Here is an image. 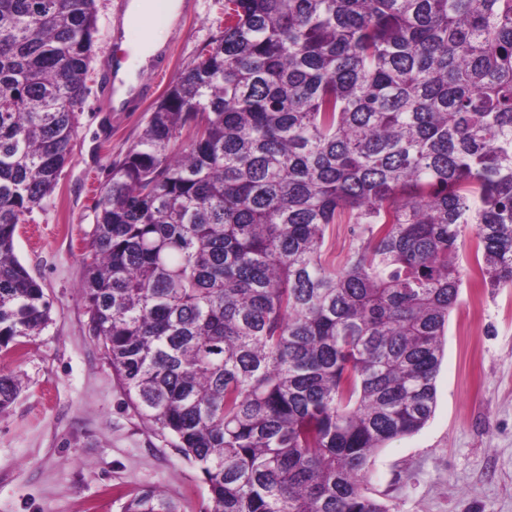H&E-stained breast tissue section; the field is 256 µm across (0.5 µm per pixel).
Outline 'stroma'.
<instances>
[{
  "instance_id": "stroma-1",
  "label": "stroma",
  "mask_w": 512,
  "mask_h": 512,
  "mask_svg": "<svg viewBox=\"0 0 512 512\" xmlns=\"http://www.w3.org/2000/svg\"><path fill=\"white\" fill-rule=\"evenodd\" d=\"M224 24V0H196L173 27L144 16L138 45L161 36L172 59L160 90ZM148 110L83 111L53 194L19 225L16 253L52 302V322L0 367L22 391L0 414V512H121L122 497L155 488L181 512H206L199 467L151 428L90 336L79 288L85 232L110 160L124 155ZM426 425L377 449L368 495L390 512H512V288L463 285L448 319Z\"/></svg>"
}]
</instances>
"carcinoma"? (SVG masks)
<instances>
[{
	"label": "carcinoma",
	"mask_w": 512,
	"mask_h": 512,
	"mask_svg": "<svg viewBox=\"0 0 512 512\" xmlns=\"http://www.w3.org/2000/svg\"><path fill=\"white\" fill-rule=\"evenodd\" d=\"M96 32L95 0H0V357L51 321L15 237ZM82 264L91 336L206 512H389L369 459L432 416L460 288H512V0H224L110 163ZM21 390L0 373V413ZM122 512L180 510L151 488ZM349 229V224H334L326 238L328 254L336 259L337 264L343 261L351 246Z\"/></svg>",
	"instance_id": "carcinoma-1"
}]
</instances>
